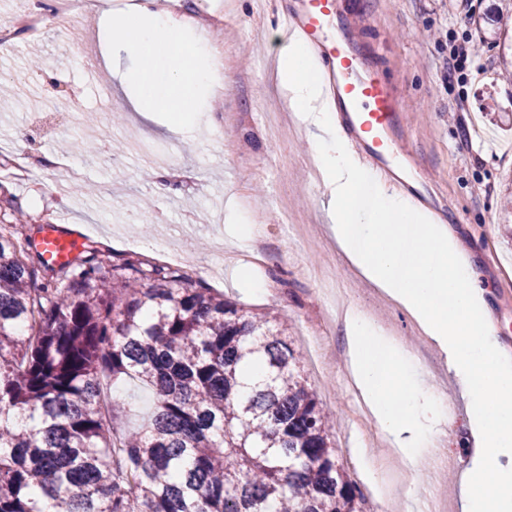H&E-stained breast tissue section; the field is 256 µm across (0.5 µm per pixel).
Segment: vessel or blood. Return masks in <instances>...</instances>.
Segmentation results:
<instances>
[{
	"instance_id": "vessel-or-blood-1",
	"label": "vessel or blood",
	"mask_w": 512,
	"mask_h": 512,
	"mask_svg": "<svg viewBox=\"0 0 512 512\" xmlns=\"http://www.w3.org/2000/svg\"><path fill=\"white\" fill-rule=\"evenodd\" d=\"M285 15L288 32L321 58L339 121L357 151L384 175H392L389 159L400 123L398 102L390 84L350 50L338 0H287ZM83 242L80 235L48 224L34 245L45 263L60 266L74 259Z\"/></svg>"
}]
</instances>
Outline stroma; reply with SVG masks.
<instances>
[{"label":"stroma","instance_id":"stroma-1","mask_svg":"<svg viewBox=\"0 0 512 512\" xmlns=\"http://www.w3.org/2000/svg\"><path fill=\"white\" fill-rule=\"evenodd\" d=\"M286 0H181L189 13L222 10L224 94L200 96L199 127L173 135L157 119L131 105L123 75L147 68L145 59L113 58L95 16H79L71 28L45 25L36 40L19 39L0 51V154L25 148L36 156L62 158L68 102L97 117L106 144L96 154L73 151L81 183L57 169L35 170L28 184L0 181V198L15 201L0 214V227L38 235L30 214L46 211L52 224L79 230L103 255L137 251L140 240H179L193 247L201 277L226 299L285 321L305 364L309 383L334 416L331 440L337 458L365 498L367 512L379 501L367 472L401 464L381 448L379 429L365 430L370 413L348 371L345 325L330 320L337 307L369 313L407 349L423 391L442 396L458 412L435 437V454L419 463L412 490L402 491L403 512L445 493L443 512H459L458 484L467 465L466 402L454 369L405 312L362 283L345 266L328 233L325 189L315 168L311 133L289 112L273 77L278 30ZM351 50L378 70L397 91L402 120L395 132L396 163L414 197H427L471 252L489 291L495 338L512 349V80L502 67L496 15L512 13V0H482L478 20L462 29L482 45L488 72L461 86L448 79L446 32L449 0H341ZM96 47L104 61L98 81L74 66L77 45ZM224 116V133L212 121ZM140 137L142 152L127 142ZM162 152L176 174V193L157 199L152 159ZM265 251L247 263L265 292L246 288L230 252L248 253L253 237ZM111 407L128 425L151 411L142 384L123 381L112 389Z\"/></svg>","mask_w":512,"mask_h":512}]
</instances>
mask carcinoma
<instances>
[{
	"label": "carcinoma",
	"instance_id": "obj_1",
	"mask_svg": "<svg viewBox=\"0 0 512 512\" xmlns=\"http://www.w3.org/2000/svg\"><path fill=\"white\" fill-rule=\"evenodd\" d=\"M41 269L0 231V512H363L285 322L138 253ZM106 378L145 423L105 422ZM111 408L129 425L137 424L141 417L151 411L153 397L142 384L134 381H123L112 389Z\"/></svg>",
	"mask_w": 512,
	"mask_h": 512
}]
</instances>
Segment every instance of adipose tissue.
I'll list each match as a JSON object with an SVG mask.
<instances>
[{
    "label": "adipose tissue",
    "mask_w": 512,
    "mask_h": 512,
    "mask_svg": "<svg viewBox=\"0 0 512 512\" xmlns=\"http://www.w3.org/2000/svg\"><path fill=\"white\" fill-rule=\"evenodd\" d=\"M111 24L113 55L150 62L133 75L138 106L163 115L176 135L191 132L193 102L211 85L208 55L186 43L183 23L154 0L114 12ZM321 69L307 43L289 36L276 78L289 110L315 132L330 237L357 277L410 314L458 375L468 402L462 512H512V354L493 338L487 290L449 225L410 194L383 188L356 161L339 133ZM366 185L372 201L363 207L356 196ZM345 326L354 382L395 455L415 470L448 411L418 390L404 350L368 314L348 309Z\"/></svg>",
    "instance_id": "1"
}]
</instances>
